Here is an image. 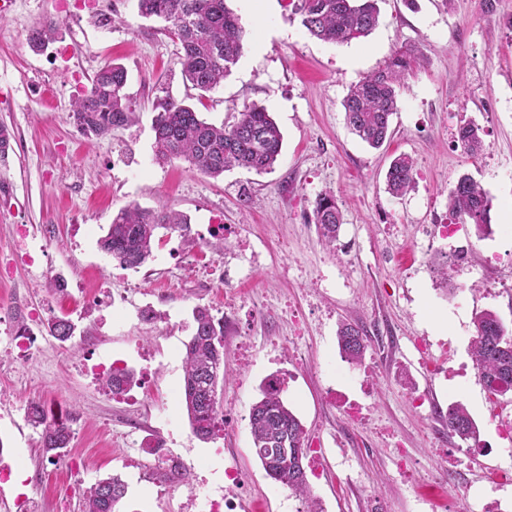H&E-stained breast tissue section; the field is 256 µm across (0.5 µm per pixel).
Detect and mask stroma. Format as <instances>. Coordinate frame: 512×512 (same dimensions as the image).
<instances>
[{"label": "stroma", "instance_id": "1", "mask_svg": "<svg viewBox=\"0 0 512 512\" xmlns=\"http://www.w3.org/2000/svg\"><path fill=\"white\" fill-rule=\"evenodd\" d=\"M377 5L370 35L335 45L312 37L288 0H265L253 20L243 0H229L242 17V54L199 110L229 124L244 105L264 106L284 143L272 172L236 168L211 178L186 161L153 157L155 96L197 92L183 81L178 41L141 18L136 0H9L0 18V125L12 134L0 159V251L17 259L0 281V461L16 465L22 482L0 491V512H20L24 500L32 512H81L83 490L109 476L127 486L119 512H184L192 487L147 479L152 436L165 440L168 457L194 465L210 489L235 465L245 477L243 512H304L305 502L268 478L252 452L247 417L276 371L307 441L323 450L324 475L309 481L321 512H370L375 500L383 512H460L466 495L512 468V449L500 447L495 432L497 419L512 418V392L489 397L468 353L475 313L494 311L512 329V235L499 230L512 225V0H494L489 10L480 0ZM46 21L60 34L37 53L29 36ZM405 46L416 49L417 63L398 89L393 135L375 150L350 131L342 102ZM111 62L128 71L138 120L89 139L73 125L71 103ZM469 122L485 144L475 156L456 145ZM401 154L414 159L415 180L395 197L385 173ZM464 174L490 198L493 232L480 240L463 224L451 239L431 236L433 225L455 222L448 194ZM325 192L343 219L332 247L313 221ZM244 193L253 198L247 209L239 204ZM131 203L181 211L191 227L186 238L159 231L152 258L136 272L97 244ZM218 231L230 249L208 250L207 267L197 266V250ZM461 249L466 258L441 277L439 263ZM56 276L71 282L69 292L50 289ZM107 294L126 297L125 306L103 307ZM18 296L40 322L71 318L73 345L43 334L28 357H17L8 335L24 321ZM145 303L161 320L138 321ZM199 304L224 320L226 376L217 387L224 420L205 442L179 399ZM343 321L368 334L367 352L380 360L347 379L336 339ZM419 336L448 374L424 369L413 347ZM114 360L139 379L131 398L112 397L82 369ZM415 387L423 406L412 403ZM336 389L365 401L364 424L348 423ZM33 401L71 419L68 455L79 460L78 473L43 457L26 418ZM456 401L475 419L477 441L449 430Z\"/></svg>", "mask_w": 512, "mask_h": 512}]
</instances>
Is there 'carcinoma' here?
<instances>
[{
	"instance_id": "cac0c4a2",
	"label": "carcinoma",
	"mask_w": 512,
	"mask_h": 512,
	"mask_svg": "<svg viewBox=\"0 0 512 512\" xmlns=\"http://www.w3.org/2000/svg\"><path fill=\"white\" fill-rule=\"evenodd\" d=\"M290 4L307 32L327 43L357 41L368 36L379 21L377 0H290ZM137 8L142 17L169 23L167 31L181 45L183 76L192 88L208 93L223 84L241 56L244 35L239 17L226 7L225 0H137ZM56 36L52 25L37 28L30 37L31 47L38 52ZM416 59L411 48L396 52L344 98L348 125L370 147L380 148L391 136V118L398 111L396 88ZM127 79L126 68L114 62L95 73L90 88L73 101L70 110V119L82 135L101 138L131 123L134 110L125 93ZM152 110L153 154L158 162L184 160L199 173L214 178L235 167L270 172L281 155L284 136L264 107H244L230 126L209 122L194 105L168 93L155 97ZM457 147L466 155L481 153L484 141L480 128L472 123L462 125ZM414 171L411 157H395L386 172L388 192L394 197L405 194L414 182ZM448 209L461 223L474 225L477 237L490 233L491 202L472 177H459L448 196ZM313 218L322 241L335 243L341 215L333 196L324 193L318 197ZM189 228L190 221L181 212L129 204L112 217L98 244L120 267L136 270L152 257L158 230L185 236ZM192 316L195 330L185 343L181 403L193 434L207 441L221 414L216 391L224 380V319L216 318L206 305L195 306ZM474 327L469 355L479 381L492 395L511 392L512 334L490 310L476 314ZM47 328L62 343L74 338L75 325L66 317L50 318ZM337 343L348 363L362 364L368 344L359 325L341 323ZM135 383V372L128 368L102 378L103 386L117 395ZM27 419L40 430L43 455L52 461L64 457L73 438L70 425L48 417L35 402L27 407ZM249 425L255 457L267 475L307 502V512H320L303 466L305 429L283 400L282 390L262 387L261 398L250 409ZM448 429L463 441L479 436L475 420L459 402L448 407ZM184 476L185 467L170 459L159 462L149 479L178 487L184 484ZM125 494L126 485L119 478L100 479L83 491L82 512H116Z\"/></svg>"
}]
</instances>
